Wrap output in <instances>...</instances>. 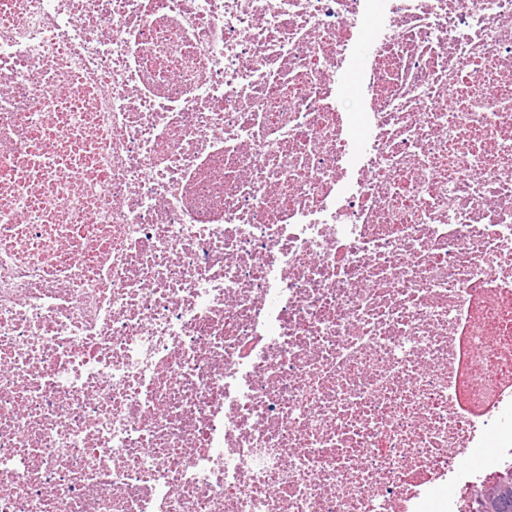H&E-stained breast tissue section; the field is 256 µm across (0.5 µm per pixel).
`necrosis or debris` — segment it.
Wrapping results in <instances>:
<instances>
[{
	"instance_id": "necrosis-or-debris-1",
	"label": "necrosis or debris",
	"mask_w": 512,
	"mask_h": 512,
	"mask_svg": "<svg viewBox=\"0 0 512 512\" xmlns=\"http://www.w3.org/2000/svg\"><path fill=\"white\" fill-rule=\"evenodd\" d=\"M511 465L512 0H0V512H465Z\"/></svg>"
}]
</instances>
